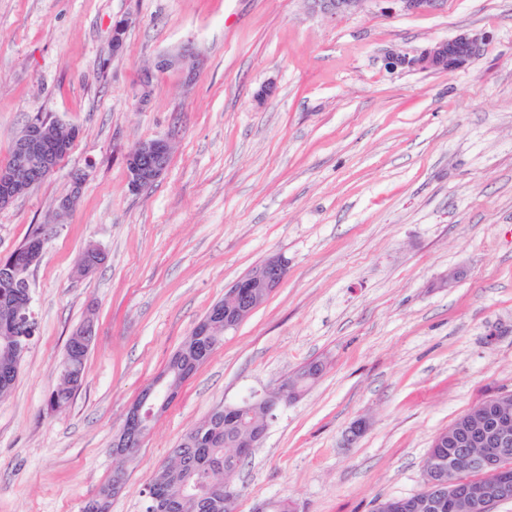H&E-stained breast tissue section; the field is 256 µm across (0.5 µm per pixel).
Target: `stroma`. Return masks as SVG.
Segmentation results:
<instances>
[{
	"instance_id": "stroma-1",
	"label": "stroma",
	"mask_w": 512,
	"mask_h": 512,
	"mask_svg": "<svg viewBox=\"0 0 512 512\" xmlns=\"http://www.w3.org/2000/svg\"><path fill=\"white\" fill-rule=\"evenodd\" d=\"M466 31L489 43L463 68L384 66L388 52ZM186 44L195 79L168 71L139 104L144 68ZM38 116L81 134L0 210L2 256L35 225L51 229L29 274L37 334L0 399V512H81L119 466L110 512H144L193 425L316 359L322 377L234 476L237 512L277 499L375 512L424 489L439 431L512 391V0L336 18L304 0H0V161ZM167 135L166 173L133 193L125 151ZM78 170L80 199L56 217ZM91 244L108 260L82 276ZM276 253L288 259L280 288L182 383L137 456L116 458L130 404L225 287ZM89 316L84 383L48 412ZM361 418L366 431L346 442Z\"/></svg>"
}]
</instances>
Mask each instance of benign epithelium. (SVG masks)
<instances>
[{
	"instance_id": "7a95c632",
	"label": "benign epithelium",
	"mask_w": 512,
	"mask_h": 512,
	"mask_svg": "<svg viewBox=\"0 0 512 512\" xmlns=\"http://www.w3.org/2000/svg\"><path fill=\"white\" fill-rule=\"evenodd\" d=\"M308 9L317 14L334 18L356 14L369 5H376L384 13L401 11L425 14L436 11L444 0H305ZM129 21L120 19L112 25V53L122 52ZM488 36L466 33L452 39L439 40L418 53L390 52L385 57L387 70L445 72L464 67L479 56L487 45ZM198 54L189 46L175 52L158 55L146 67L141 81L140 101L150 93L153 79L172 69H179L192 76L198 69ZM78 128L60 120L36 118L25 125L15 140L16 161L0 164V209L11 205L39 177L31 173L24 158L37 156L41 171L49 174L66 156L71 145L78 139ZM171 138L160 137L139 141L124 154L129 167L130 188L140 193L156 183L166 172L171 156ZM71 192L60 198L55 205L56 214L62 215L73 209L79 199L83 174L72 178ZM46 240L34 245L25 261L7 264L12 288L29 287L27 274L40 259ZM107 262L106 253L97 245L88 246L81 258L79 274L94 273ZM288 272V260L270 255L253 266L245 275L224 289V308L198 321L192 331L195 336H206L214 327V318L224 317V332L235 330L260 306L259 299L270 296L282 284ZM28 295L19 300L0 299V308L15 314L26 323L29 334H34L37 322ZM304 374L298 380L284 379L274 388L256 395L243 405L233 409L262 411L270 420L288 403L304 391L303 383L322 377L324 366L319 363L301 367ZM175 399L174 384L169 374L161 372L143 390L140 397L129 407L123 425L115 436L114 454L131 458L141 446L153 422L165 412ZM268 427L253 429L237 436L235 457L246 458L262 443ZM433 447L446 448L448 454L432 456V464L425 472L429 491L412 497L389 500L385 512H492V507L502 501L512 500V472L506 461L512 455V392L500 393L469 410L456 423L443 431Z\"/></svg>"
}]
</instances>
